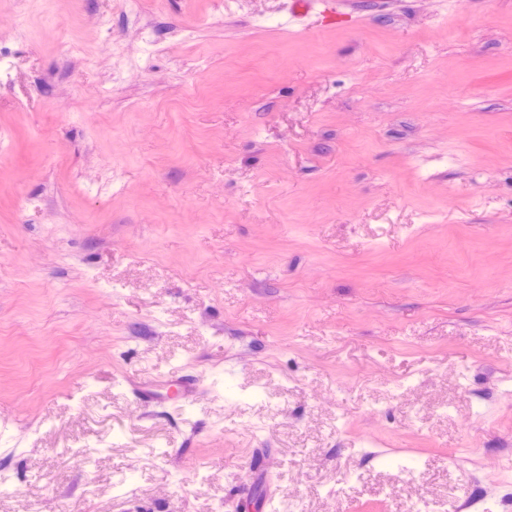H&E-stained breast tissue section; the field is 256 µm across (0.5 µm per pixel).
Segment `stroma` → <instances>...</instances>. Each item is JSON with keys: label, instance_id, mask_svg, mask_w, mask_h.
<instances>
[{"label": "stroma", "instance_id": "obj_1", "mask_svg": "<svg viewBox=\"0 0 512 512\" xmlns=\"http://www.w3.org/2000/svg\"><path fill=\"white\" fill-rule=\"evenodd\" d=\"M335 2L0 0V512H512V0Z\"/></svg>", "mask_w": 512, "mask_h": 512}]
</instances>
